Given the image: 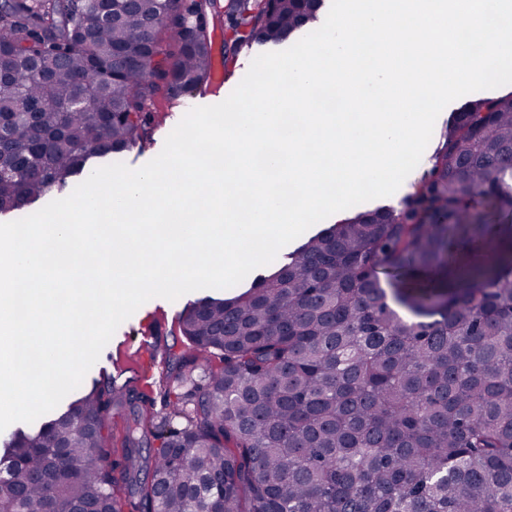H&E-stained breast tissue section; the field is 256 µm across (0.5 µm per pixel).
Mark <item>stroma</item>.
Segmentation results:
<instances>
[{
	"mask_svg": "<svg viewBox=\"0 0 512 512\" xmlns=\"http://www.w3.org/2000/svg\"><path fill=\"white\" fill-rule=\"evenodd\" d=\"M262 52V46L256 44L243 47L236 62L229 69L214 72L207 85L189 90L179 99L161 102L157 107L161 122L151 143L125 157V164L138 168L156 157L166 137L190 109L225 100L246 74L252 59ZM194 298V293L190 292L173 302L154 298L143 304L118 327L86 374L83 388L112 380L119 384L129 382L146 394L149 415L171 411L176 395L166 378L167 361L188 350L176 317Z\"/></svg>",
	"mask_w": 512,
	"mask_h": 512,
	"instance_id": "35a3bbf8",
	"label": "stroma"
}]
</instances>
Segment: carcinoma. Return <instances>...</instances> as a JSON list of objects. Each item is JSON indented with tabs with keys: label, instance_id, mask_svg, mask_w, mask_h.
<instances>
[{
	"label": "carcinoma",
	"instance_id": "obj_1",
	"mask_svg": "<svg viewBox=\"0 0 512 512\" xmlns=\"http://www.w3.org/2000/svg\"><path fill=\"white\" fill-rule=\"evenodd\" d=\"M324 0H0V213L152 139L160 99ZM397 207H364L243 292L178 314L191 388L155 419L114 383L4 441L0 512H512V93L466 102ZM427 286L388 301L377 270ZM219 355L224 367L196 377ZM128 410L121 447L105 413ZM160 441L143 455L148 437Z\"/></svg>",
	"mask_w": 512,
	"mask_h": 512
}]
</instances>
